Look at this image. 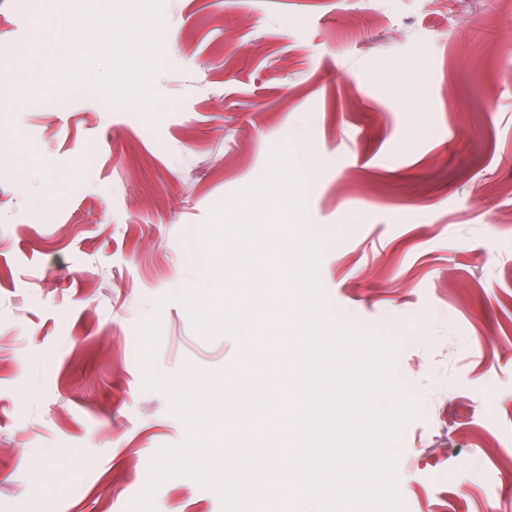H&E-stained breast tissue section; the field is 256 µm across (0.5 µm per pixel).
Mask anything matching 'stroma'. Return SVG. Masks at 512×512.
I'll return each mask as SVG.
<instances>
[{
  "label": "stroma",
  "instance_id": "35a3bbf8",
  "mask_svg": "<svg viewBox=\"0 0 512 512\" xmlns=\"http://www.w3.org/2000/svg\"><path fill=\"white\" fill-rule=\"evenodd\" d=\"M37 0H0V104ZM157 127L68 93L0 111V512H129L185 437L144 389L215 371L164 294L202 278L209 208L288 142L311 226L332 235V311L398 335L423 418L403 433L408 512H512V19L496 0H164ZM156 512H221L193 479Z\"/></svg>",
  "mask_w": 512,
  "mask_h": 512
}]
</instances>
